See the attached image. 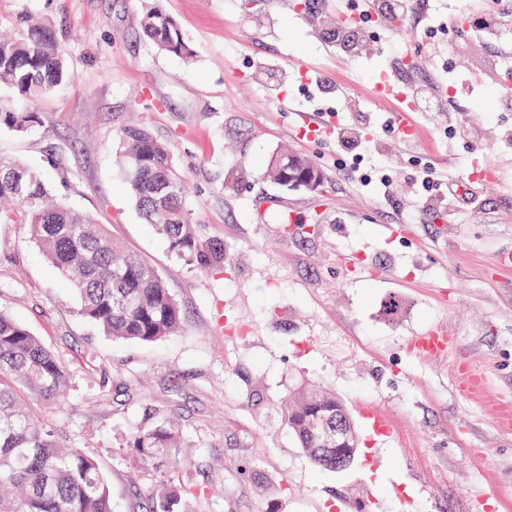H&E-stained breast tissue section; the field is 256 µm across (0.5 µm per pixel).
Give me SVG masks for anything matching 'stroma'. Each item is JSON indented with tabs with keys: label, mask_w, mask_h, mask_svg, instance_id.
Here are the masks:
<instances>
[{
	"label": "stroma",
	"mask_w": 512,
	"mask_h": 512,
	"mask_svg": "<svg viewBox=\"0 0 512 512\" xmlns=\"http://www.w3.org/2000/svg\"><path fill=\"white\" fill-rule=\"evenodd\" d=\"M0 0V31L25 19L62 40L68 82L29 106L41 121L0 130V157L42 173L57 201L90 215L151 263L182 313L154 343L112 338L76 313L63 280L41 257L19 214L0 218V308L68 366L63 404L35 412L93 453L112 486V512H136L137 475L126 448L149 410L175 419L188 442L156 479L212 486L183 512H512V66L493 60L468 21L493 0H429L424 13L362 24L360 49L336 46L322 25L346 9L322 0ZM159 7L179 24L191 60L160 52L136 26ZM310 72H301L303 63ZM439 89L453 106L415 113L417 138L386 127L390 101L370 92L381 73ZM291 111H283L281 99ZM321 112L324 125L301 128ZM372 117L358 164L336 152L337 122ZM137 122L169 143L199 235L224 244L223 269L204 272L171 254L146 223L118 166V136ZM470 129L462 139L457 129ZM292 151L323 173L320 186L284 190L265 175ZM442 183L470 177L479 203L443 209L421 200L417 171ZM387 169L390 191L362 176ZM294 214L287 222L286 214ZM398 227L396 237L379 233ZM368 267L354 279L336 256ZM403 310L382 313L390 295ZM446 330L442 358L416 336ZM480 366L483 398L467 399L455 367ZM336 393L360 434L343 472L316 468L284 411L307 386ZM390 427L378 435L369 411Z\"/></svg>",
	"instance_id": "stroma-1"
}]
</instances>
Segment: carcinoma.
I'll use <instances>...</instances> for the list:
<instances>
[{"label":"carcinoma","instance_id":"1","mask_svg":"<svg viewBox=\"0 0 512 512\" xmlns=\"http://www.w3.org/2000/svg\"><path fill=\"white\" fill-rule=\"evenodd\" d=\"M138 24L160 51L193 57L178 23L162 9H149ZM68 78L64 48L44 23L28 20L17 35L0 39V84L19 97L33 100ZM37 123L38 113L0 103V129L25 132ZM119 145L122 175L144 219L188 263L222 268L224 245L202 239L187 217L171 146L138 125L121 130ZM293 158L296 172L310 174L307 187L321 183L318 167L300 155ZM268 167L272 180L288 187V156H273ZM163 179L170 183L168 192L153 193V183ZM0 202L17 206L43 257L73 291L79 316L112 337L141 343L156 342L179 328V304L158 271L128 255L87 214L51 202L41 173L0 158ZM69 381L66 364L0 309V512H112L108 478L97 457L31 413L33 401L61 403ZM338 412L349 410L336 394L310 389L298 393L287 410L289 429L320 469L324 465L314 452L311 423L317 417L334 422ZM181 445L180 428L167 418L134 432L128 448L137 479L151 476ZM204 495L201 485L163 483L144 488L141 508L180 512L183 497Z\"/></svg>","mask_w":512,"mask_h":512}]
</instances>
